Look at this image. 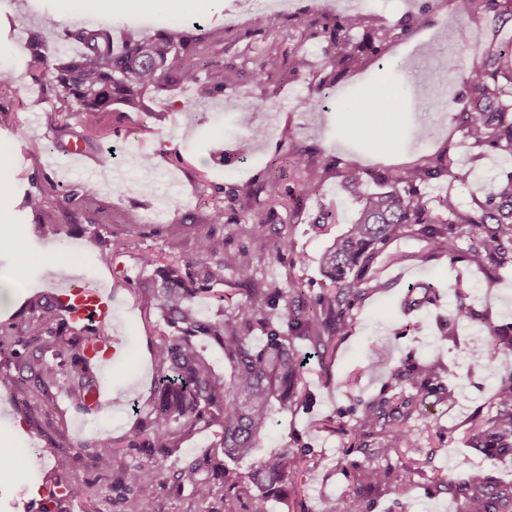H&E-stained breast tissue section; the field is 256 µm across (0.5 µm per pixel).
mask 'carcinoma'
<instances>
[{
    "instance_id": "carcinoma-1",
    "label": "carcinoma",
    "mask_w": 512,
    "mask_h": 512,
    "mask_svg": "<svg viewBox=\"0 0 512 512\" xmlns=\"http://www.w3.org/2000/svg\"><path fill=\"white\" fill-rule=\"evenodd\" d=\"M458 11L466 16L489 15L501 24H512V0H457ZM366 15L334 17L324 14L313 21L325 35L323 81L356 61L346 33L363 26ZM226 28H188L172 24L152 35L132 37L121 49L114 48L111 30L99 24L65 29L50 44L38 34L27 41L28 78L54 96L60 106L54 111V132L73 137L68 112H77L81 137L101 131L104 114L120 105L126 112L141 111L145 94L162 90L184 80L189 82L188 102L204 105L216 95L238 84L236 68L224 65ZM79 51L72 54L68 45ZM482 62L473 65L466 77L469 104L461 112L467 136L478 145L512 146V42L490 40L473 47ZM256 74L271 76L283 70L298 75L303 60L296 51L282 48L275 40L254 61ZM443 166L430 160L398 174H376L377 189H367L366 173L344 167L336 174L360 203L358 217L347 230L333 237L320 257L323 288L314 293L291 277L284 281L258 282L253 279L254 257L247 251L224 250V235L216 225L224 223V207H213L212 227L196 236L195 256L177 254L180 245L169 242V252L140 255L150 274L136 282L135 292L144 310L156 317L160 335L153 345L154 390L147 412L148 423L127 438L101 435L94 443V459L107 466L120 448H158L168 454L182 438L199 430L213 439L201 455L163 472L157 464H136L131 512H156V488L162 475L179 486H189L206 502L223 498L224 512H236L235 499L225 493L238 491L247 496L248 512H269L268 503L292 488L294 477L303 471L308 449L265 448L263 444L279 418L297 410L302 402V379L308 355L323 362L336 350L337 340L351 326L350 310L364 294L362 281L353 271L368 265L382 246L407 224L421 225L420 233L433 240L448 259L455 262L460 242L477 238L480 248L506 257L512 253V178L490 180L473 197L475 207L461 209L450 194L443 198L442 214L431 216L417 187L441 175ZM33 190L26 206L41 212L55 194L48 175L31 174ZM278 197L275 187L263 189L250 184L236 185L229 192L212 187V197L233 202L257 200L261 192ZM58 216L41 222L42 232L52 238L71 234L75 228L92 231L105 250L114 245L112 225L99 224L90 217L75 224L78 213L88 208L78 191L58 196ZM235 283H248L246 298L224 309V275ZM216 301L218 311L204 316L197 306L200 295ZM28 316L20 322H0V358L9 366L0 369V386L21 387L44 398L60 382L59 373L47 357L75 352L67 370L69 392L78 408L92 386L94 373L84 354L89 344L100 341L105 331L89 324L67 325L63 311L44 295L27 301ZM489 339L476 350L465 349L469 368H496L502 350L499 333L488 326ZM263 333L256 343L254 333ZM304 343L310 354L297 344ZM444 368L437 363H416L394 374L391 396L366 403L354 411L349 432L361 436L381 427L399 447L381 448L378 457L355 469L353 501L329 497L322 512H371L375 498L390 491L405 492L418 471V445L410 432V407L423 404L437 393L454 400V390L440 381ZM471 447L488 460L512 456V373L499 378L494 408L471 418ZM224 455V464L212 465L211 456ZM445 490L464 500L467 512H512V486L501 484L488 468L471 469L448 480Z\"/></svg>"
}]
</instances>
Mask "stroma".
Segmentation results:
<instances>
[{
	"instance_id": "35a3bbf8",
	"label": "stroma",
	"mask_w": 512,
	"mask_h": 512,
	"mask_svg": "<svg viewBox=\"0 0 512 512\" xmlns=\"http://www.w3.org/2000/svg\"><path fill=\"white\" fill-rule=\"evenodd\" d=\"M61 6V0H0V26L12 31L11 37L0 35V68L13 70L17 77L16 83L0 85V106L9 112L8 121L0 123V154L11 159L8 170L0 171V181L12 186L10 195L0 196V222L9 227L8 234L0 236V281L16 291L13 308L0 312V322L21 318L29 296L65 283L53 265L71 262L84 286L116 298L115 319L106 332L121 337L126 352L107 371L112 403L104 416L80 413L57 388L50 399L38 401L26 425L19 412L26 392L0 388V459L16 462L15 467L0 469V512H41L42 492L57 481H80L94 490L89 497L61 500L59 512H127L129 503L114 485L132 481L135 463L155 461L169 467L195 457L211 441L210 433L203 432L184 439L178 453L168 457L154 448H135L119 453L107 466L94 461L96 438L131 434L136 408H147L152 397V347L158 331L133 290L134 281L145 276L138 255L166 252L180 223L207 229L211 203L202 197V185L228 188L273 181L282 194L293 195V208L268 206L265 233L251 235L246 210L225 205L220 226L224 247L253 255L256 280L292 276L320 291L319 257L329 235L316 234L313 224L323 211H334L330 235L339 234L353 221L358 206L336 178L316 191H303L301 175L286 158L291 150L309 156L318 171L353 166L370 175L390 174L426 157L447 162L450 173L422 185V196L433 208L452 193L462 209H472L480 179L512 174V148L478 146L466 136L460 123L468 104L462 78L475 61L471 46L495 35L512 42V26L494 31L489 23L460 15L455 0H192L182 11L75 9L57 30L102 22L121 40L173 23L228 27L237 38L225 43L224 62L240 73L234 91L203 107L187 108V87L175 84L149 92L143 111L107 115L103 133L78 163L55 141L48 121L51 95L23 79L29 30L45 17H57ZM275 10L283 22L274 37L303 57L302 72L294 78H260L253 70L254 58L273 38L261 18ZM324 11L376 16L374 26L350 31L357 60L325 87L319 84L325 38L302 42L297 33L300 22ZM415 16L421 17V24H412ZM57 30L46 31V39L55 40ZM451 42L462 47V55L448 56ZM384 92L397 96V110L370 115L369 120L388 123L392 133L383 145L366 151L356 146L355 134L346 133L340 107ZM156 112L167 113L164 128L156 127ZM256 126L267 128V137L241 153L239 137ZM421 127L430 129L428 140H416ZM32 140L46 142V150L27 154L25 145ZM36 170L46 173L59 192L76 189L84 194L89 207L100 210L111 224L121 248L101 251L87 233L61 241L41 236L43 214L25 205L28 177ZM274 231L292 241L290 251L279 258L268 255ZM17 239L24 241L23 249L14 248ZM461 247L462 261L450 263L416 227H405L362 271V281L380 280L382 289L366 291L355 306L350 331L337 342L330 362L322 366L309 360L304 403L272 430L271 445L296 438L311 453L307 471L294 480L295 493L272 500L270 512H321L325 497L350 495L354 465L392 445L379 431L361 437L347 434L352 410L378 398L390 385L392 372L436 357L447 368L442 381L455 387L457 400L450 405L432 396L426 404L413 406L410 425L419 439L422 471L404 495L379 498L374 512H459V502L442 484L487 464L467 445L469 420L488 410L499 376L512 372V350L500 357L492 373L468 371L460 352L461 347L484 344L490 323L512 335V259L491 260L474 253L468 241ZM418 284L433 286L437 301L405 317L402 302ZM462 306L474 309L475 318L449 324V313ZM446 326L453 334L443 343L439 336ZM367 363L373 364L372 373L358 377V369ZM327 417L335 420V427L318 428V421ZM61 455L71 461L65 473L55 468ZM156 507L158 512H222L224 505L217 499L201 504L191 488L164 481L157 487Z\"/></svg>"
}]
</instances>
